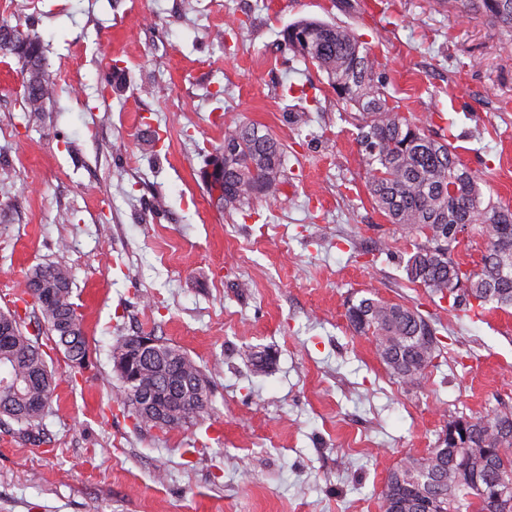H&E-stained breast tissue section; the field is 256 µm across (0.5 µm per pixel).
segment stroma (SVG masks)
<instances>
[{
    "mask_svg": "<svg viewBox=\"0 0 512 512\" xmlns=\"http://www.w3.org/2000/svg\"><path fill=\"white\" fill-rule=\"evenodd\" d=\"M302 18L352 28L403 112L434 114L432 135L512 206V38L442 0H0L57 83L30 119L0 55V308L29 267L68 265L88 343L74 382L48 353L41 441L0 426V512H380L389 472L450 421L512 411V308L477 319L408 282L412 246L371 202L350 107L284 43ZM216 109L286 148L248 220L207 193ZM372 293L436 329L417 387L345 317ZM136 334L203 369V418L164 434L116 405L110 346ZM249 347L272 352L265 369Z\"/></svg>",
    "mask_w": 512,
    "mask_h": 512,
    "instance_id": "35a3bbf8",
    "label": "stroma"
}]
</instances>
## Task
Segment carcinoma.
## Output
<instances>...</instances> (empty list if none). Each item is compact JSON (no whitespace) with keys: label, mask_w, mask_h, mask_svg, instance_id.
Returning <instances> with one entry per match:
<instances>
[{"label":"carcinoma","mask_w":512,"mask_h":512,"mask_svg":"<svg viewBox=\"0 0 512 512\" xmlns=\"http://www.w3.org/2000/svg\"><path fill=\"white\" fill-rule=\"evenodd\" d=\"M458 16L479 15L512 34V0H446ZM14 43L0 53L20 64L23 81L44 86L43 102L56 92L55 78L43 67L38 35L10 28ZM285 42L301 59L325 74L336 96L357 109L356 141L368 171L367 191L376 209L412 237L413 251L405 265L409 283L453 306L479 315L486 308H512V208L484 199L483 178L460 160L446 138L427 133L429 120L407 116L379 83L378 61L351 29L315 18L289 25ZM224 196L226 209L243 210L250 200L279 190L284 173L282 145L259 127L243 121L224 131ZM477 231L486 249L477 269L453 257L460 236ZM73 273L63 264L36 265L25 276L20 301L34 306L35 332L28 331L18 310H0V364L11 370V384L0 387V424L11 422L30 439L48 412L57 379L49 368L42 338L63 351L74 370L85 367L88 344L82 319L71 302ZM347 320L357 333L373 337L380 360L399 382L416 386L439 355L436 329L415 308L377 296L351 302ZM175 367L168 361L142 368V381L153 386ZM180 371L204 383L197 394L180 399V415L154 421L140 408L139 396L121 385L117 400L133 415L136 426L161 432L183 427L208 410L210 385L201 367L183 354ZM512 412L480 417L461 416L448 425L443 445L427 455L406 456L387 476L381 492L382 512L393 502L414 501L424 486L435 488L431 505L407 512H498L495 496L512 486Z\"/></svg>","instance_id":"cac0c4a2"}]
</instances>
